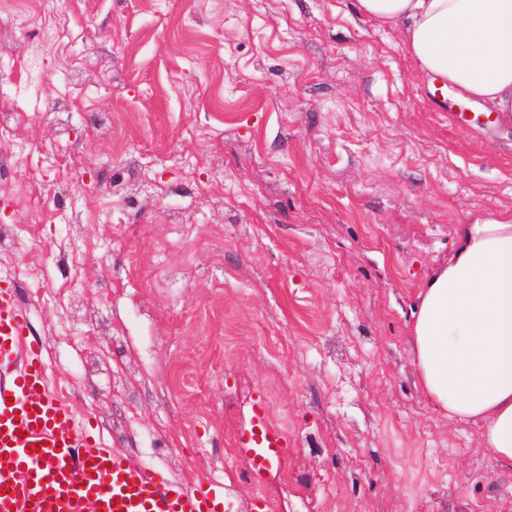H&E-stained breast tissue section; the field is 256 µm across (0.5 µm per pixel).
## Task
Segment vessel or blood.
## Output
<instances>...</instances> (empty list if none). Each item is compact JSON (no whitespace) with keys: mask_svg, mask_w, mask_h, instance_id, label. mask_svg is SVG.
<instances>
[{"mask_svg":"<svg viewBox=\"0 0 512 512\" xmlns=\"http://www.w3.org/2000/svg\"><path fill=\"white\" fill-rule=\"evenodd\" d=\"M458 127L487 128L494 112L451 116ZM41 346L30 338V322L15 291L0 284V512H224V488L206 479L191 488L160 471L131 466L99 447L84 422L50 394ZM242 463L260 477L271 461L285 457L288 440L266 424L256 403L238 434Z\"/></svg>","mask_w":512,"mask_h":512,"instance_id":"obj_1","label":"vessel or blood"}]
</instances>
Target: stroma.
Listing matches in <instances>:
<instances>
[{
	"label": "stroma",
	"instance_id": "35a3bbf8",
	"mask_svg": "<svg viewBox=\"0 0 512 512\" xmlns=\"http://www.w3.org/2000/svg\"><path fill=\"white\" fill-rule=\"evenodd\" d=\"M0 0V195L49 389L225 512H512L424 395L411 314L459 225L512 214V120L463 130L356 0ZM265 400L283 462L236 438Z\"/></svg>",
	"mask_w": 512,
	"mask_h": 512
}]
</instances>
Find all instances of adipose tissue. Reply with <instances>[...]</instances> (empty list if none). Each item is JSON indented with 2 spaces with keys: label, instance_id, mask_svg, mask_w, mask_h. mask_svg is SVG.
Masks as SVG:
<instances>
[{
  "label": "adipose tissue",
  "instance_id": "adipose-tissue-1",
  "mask_svg": "<svg viewBox=\"0 0 512 512\" xmlns=\"http://www.w3.org/2000/svg\"><path fill=\"white\" fill-rule=\"evenodd\" d=\"M402 27L420 72L485 110L512 113V0H357ZM413 359L427 398L478 424L512 466V218L460 225L448 260L426 279L413 313Z\"/></svg>",
  "mask_w": 512,
  "mask_h": 512
}]
</instances>
